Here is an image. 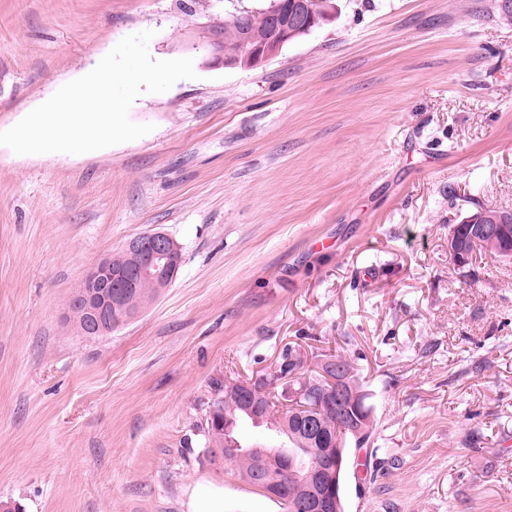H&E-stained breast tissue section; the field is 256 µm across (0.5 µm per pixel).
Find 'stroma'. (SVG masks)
<instances>
[{
    "instance_id": "35a3bbf8",
    "label": "stroma",
    "mask_w": 512,
    "mask_h": 512,
    "mask_svg": "<svg viewBox=\"0 0 512 512\" xmlns=\"http://www.w3.org/2000/svg\"><path fill=\"white\" fill-rule=\"evenodd\" d=\"M254 67L193 49L270 0H0V131L153 31L195 78L142 95L137 140L0 146V502L19 512H283L209 461L211 383L285 345L345 354L394 468L346 512H512V259L448 254V223L512 211V24L497 0H332ZM182 247L169 288L92 339L68 303L144 232Z\"/></svg>"
}]
</instances>
